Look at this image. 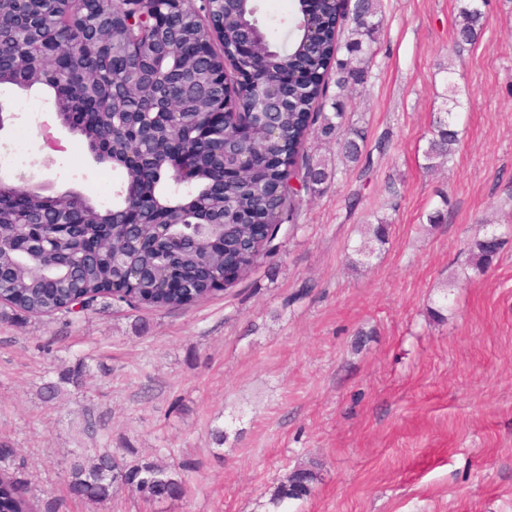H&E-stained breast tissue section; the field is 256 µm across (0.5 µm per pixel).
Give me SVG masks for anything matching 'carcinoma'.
<instances>
[{
    "instance_id": "cac0c4a2",
    "label": "carcinoma",
    "mask_w": 512,
    "mask_h": 512,
    "mask_svg": "<svg viewBox=\"0 0 512 512\" xmlns=\"http://www.w3.org/2000/svg\"><path fill=\"white\" fill-rule=\"evenodd\" d=\"M298 18L310 14L319 32V39L306 45L297 37L282 54L272 53L266 35L253 43L252 62L260 64L266 59L286 57L288 67L299 73V79L288 87L280 108L262 116H252L246 132H241L240 118L229 116L224 125L211 115L228 104L229 88L224 83L209 81L208 68L191 62H183L176 55H169L178 70L166 86L158 89L148 76L150 61L165 48L179 42L209 36L199 16L184 12L175 16L169 28L157 31L141 26L117 27L112 30V49L131 51L138 78L118 82L120 112L104 117L99 126L84 133L88 145L98 136H112V155L124 157L132 154L141 158L151 156L156 144L150 139L139 143L131 140L125 130L127 119L153 112L164 97L179 104V112L165 130V135L182 140L190 174L196 177L192 196L177 195L187 224H206L224 218V241L216 245L209 237L196 232V240L186 244L172 238L153 247L154 235L151 214L146 222L132 231V236L143 240L145 245L136 248L118 226L112 242L97 256L83 257L80 249L63 233L62 224L70 207H83L92 219L115 213L117 209H103L92 198L81 193L68 197L37 196L36 210L28 213H0V245L4 248L3 259L9 264L3 292L15 303L17 309L31 316L54 315L68 304L71 294L84 297V309L95 306L108 308L126 305L132 310L176 309L190 306L216 292L214 288H201L193 279L195 266L208 262L221 268L228 260L236 261L239 276H248L259 259L276 253L274 241L282 226L295 224V198L286 193L280 198H267L257 192L261 181H288L292 174L301 179L304 189L317 194L329 178L326 165L320 160L304 156L303 145L308 132L319 125L325 137L336 136V145L347 163L361 167L367 173L370 158L364 155L360 141L361 132L353 129L341 133L346 123L344 96L349 88L361 86L371 72L375 43L380 27L381 0H295ZM123 0H100L87 17L90 30H96L98 19L121 7ZM70 0H48L31 27L12 29V16L20 9L17 0H0V38L8 47L23 50L26 55L45 54L64 43L62 18L75 8ZM460 26L457 41L470 44L478 38L484 25V13L475 0H464L460 8ZM252 4L247 0H228L224 4V32L220 40L226 46L234 44L239 30L254 23ZM77 68L88 74L86 88L94 90L105 79L103 61L93 58V53L77 60ZM336 86V96L331 105L334 112L328 115L322 105L329 84ZM448 111L433 120L431 136L422 150L423 168H443L453 162L460 142L457 124L463 103L455 89H449ZM275 123L278 136L267 132V125ZM259 151L270 158V163L251 173L234 169L239 153ZM227 168L224 196L216 197L206 190V178L213 168ZM129 183V194L143 202L149 201L152 186L136 181L134 175L124 174ZM441 202L426 217L429 224H445L448 221V197L440 196ZM47 220L41 233L54 242L51 252L26 247L14 254L10 247L14 242L16 227L20 222ZM270 224V238L256 240L253 225ZM391 224L384 217L367 225L368 241L356 249L358 263L370 258L375 246L388 243ZM497 251L482 238L470 248V265L483 271L491 264ZM141 266L145 277L132 285L121 288L118 297L104 294L100 285L112 281L123 282L129 262ZM174 278L186 284L178 292L165 288L168 279ZM130 458H117L99 448H84L73 456L67 467L68 485L73 497L99 502L111 499L121 491L115 479L124 474L133 485V493L146 502H162L172 497V492L187 486L181 468L165 461L172 454L169 448H157L155 453L140 456L128 450ZM318 464L311 463L291 472L276 489L271 503L280 508L290 500L309 495L318 481ZM34 495L28 486L7 473H0V512H36Z\"/></svg>"
}]
</instances>
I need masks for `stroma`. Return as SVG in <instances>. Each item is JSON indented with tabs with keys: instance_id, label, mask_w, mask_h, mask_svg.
Segmentation results:
<instances>
[{
	"instance_id": "stroma-1",
	"label": "stroma",
	"mask_w": 512,
	"mask_h": 512,
	"mask_svg": "<svg viewBox=\"0 0 512 512\" xmlns=\"http://www.w3.org/2000/svg\"><path fill=\"white\" fill-rule=\"evenodd\" d=\"M273 49L288 45L292 0H260ZM458 0H382L367 89L345 100L369 175L336 144L306 154L337 169L301 194L276 255L196 305L15 317L0 305V443L36 503L61 512H273L275 488L316 461L288 512H512V0H486L474 44L456 46ZM466 105L450 171L422 169L449 88ZM448 196L447 223L425 215ZM359 203L347 212L349 197ZM389 241L351 267L373 214ZM496 229L482 273L469 248ZM81 368L77 380L61 375ZM223 429V445L212 438ZM171 448L184 496L148 505L69 494L72 452Z\"/></svg>"
}]
</instances>
